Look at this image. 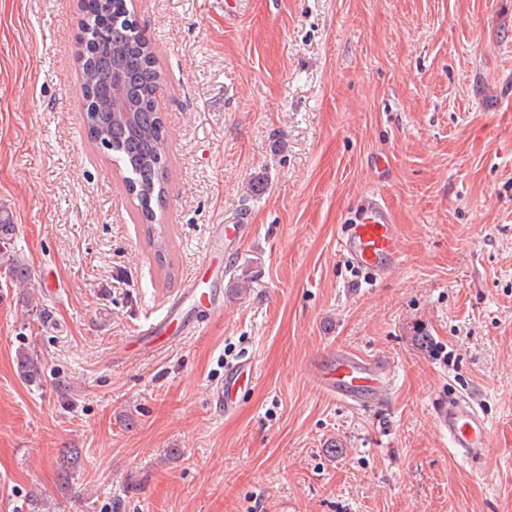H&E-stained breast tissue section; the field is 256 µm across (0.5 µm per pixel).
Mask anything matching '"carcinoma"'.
<instances>
[{"label":"carcinoma","instance_id":"1","mask_svg":"<svg viewBox=\"0 0 512 512\" xmlns=\"http://www.w3.org/2000/svg\"><path fill=\"white\" fill-rule=\"evenodd\" d=\"M78 27L79 84L88 140L124 174L125 188L137 201L138 219L161 259L170 243L164 210L171 156L168 129L158 108L166 72L128 0H83ZM13 234L12 218L1 207L0 247L10 244ZM0 260L13 284L28 281L26 264L17 255L0 250ZM17 370L32 381L39 375L38 361L22 352ZM77 464L78 451L67 449L61 460L64 482L72 478Z\"/></svg>","mask_w":512,"mask_h":512}]
</instances>
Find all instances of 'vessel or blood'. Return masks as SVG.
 Segmentation results:
<instances>
[{"instance_id": "vessel-or-blood-1", "label": "vessel or blood", "mask_w": 512, "mask_h": 512, "mask_svg": "<svg viewBox=\"0 0 512 512\" xmlns=\"http://www.w3.org/2000/svg\"><path fill=\"white\" fill-rule=\"evenodd\" d=\"M398 234L388 209L370 198L345 225L339 247L357 266L383 276L401 262ZM200 282V276L190 275L166 316L137 327L132 334L133 343L142 350L171 347L183 336L197 331V323L183 312L186 303L194 299L199 300L209 315H221L224 310L221 294L200 291ZM309 374L325 394L356 405L385 399L391 364L383 358L362 357L346 349H335L312 362ZM253 376L251 361L241 360L231 365L224 374L223 385L213 391V401L223 406L225 413L234 412L241 392L251 385ZM434 418L439 430L447 433L454 454L468 460L485 455L490 446L491 428L473 400L461 395L449 396L435 406Z\"/></svg>"}]
</instances>
